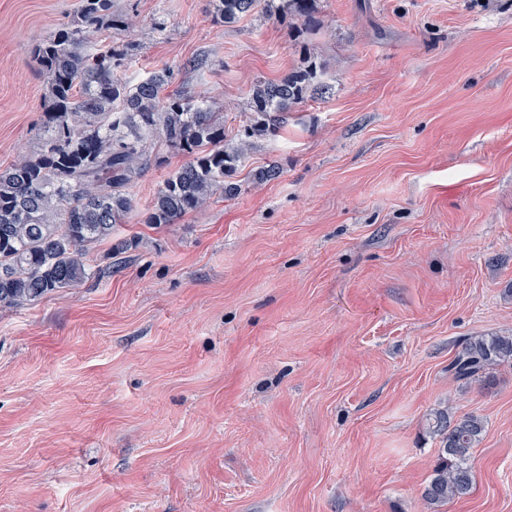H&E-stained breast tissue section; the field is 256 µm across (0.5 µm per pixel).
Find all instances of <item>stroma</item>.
Masks as SVG:
<instances>
[{
	"label": "stroma",
	"instance_id": "stroma-1",
	"mask_svg": "<svg viewBox=\"0 0 512 512\" xmlns=\"http://www.w3.org/2000/svg\"><path fill=\"white\" fill-rule=\"evenodd\" d=\"M76 0H0V164L37 152L34 43ZM98 41L136 84L168 67L235 137L256 80L317 65L234 197L146 223L184 162L131 189L97 279L0 311V512H425L436 409L484 423L468 495L512 512V0H315L309 24L212 19V0H112ZM278 165L272 181L253 172ZM512 362V336L486 334L467 340L448 364L457 381L483 382L495 367Z\"/></svg>",
	"mask_w": 512,
	"mask_h": 512
}]
</instances>
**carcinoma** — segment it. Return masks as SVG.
<instances>
[{
    "instance_id": "cac0c4a2",
    "label": "carcinoma",
    "mask_w": 512,
    "mask_h": 512,
    "mask_svg": "<svg viewBox=\"0 0 512 512\" xmlns=\"http://www.w3.org/2000/svg\"><path fill=\"white\" fill-rule=\"evenodd\" d=\"M260 0H214V20L229 23L253 12ZM312 0H287L284 13L305 21ZM132 22L112 12V0H77L67 26L37 41L34 54L47 87L45 138L38 152L0 165V310L34 303L92 279L90 251L101 243L123 253L133 240L112 242L117 224L133 211L130 188L155 160L161 144L185 157L156 192L148 224H175L199 214L216 196L238 191L232 178L256 140L276 133L288 112L307 100L316 78L308 64L278 80H257L246 102L238 140L224 143V113L205 100L166 96L174 73L163 68L136 85L118 74L123 59L94 47L102 25ZM512 362V336L467 340L448 363L458 381L482 382ZM429 430L441 448L423 501L438 507L468 495L472 449L484 431L481 418L453 420L437 410Z\"/></svg>"
}]
</instances>
